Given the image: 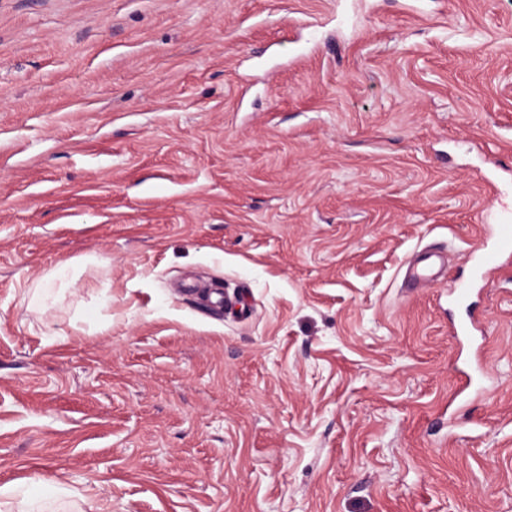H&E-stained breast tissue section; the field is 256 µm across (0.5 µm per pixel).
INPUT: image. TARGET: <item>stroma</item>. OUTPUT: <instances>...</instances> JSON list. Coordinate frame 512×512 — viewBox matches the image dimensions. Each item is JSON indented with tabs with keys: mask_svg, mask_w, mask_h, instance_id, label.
I'll return each instance as SVG.
<instances>
[{
	"mask_svg": "<svg viewBox=\"0 0 512 512\" xmlns=\"http://www.w3.org/2000/svg\"><path fill=\"white\" fill-rule=\"evenodd\" d=\"M507 211L512 0H0L13 512H512ZM509 220H502L498 224L488 225L485 229V233L489 234L494 238V246L492 249L484 250L477 254V251H473L472 259L476 272L484 277L491 271L498 269L499 258L504 254L512 253V225ZM443 254L434 250H426L421 252L419 257L409 266L407 272V281L415 286L429 281L432 278L431 267L434 258L441 259Z\"/></svg>",
	"mask_w": 512,
	"mask_h": 512,
	"instance_id": "35a3bbf8",
	"label": "stroma"
}]
</instances>
